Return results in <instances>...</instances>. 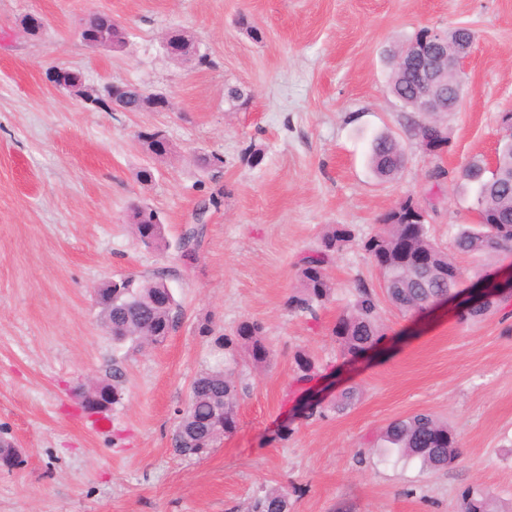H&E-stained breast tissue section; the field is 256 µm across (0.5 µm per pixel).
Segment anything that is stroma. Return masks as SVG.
Masks as SVG:
<instances>
[{
  "mask_svg": "<svg viewBox=\"0 0 512 512\" xmlns=\"http://www.w3.org/2000/svg\"><path fill=\"white\" fill-rule=\"evenodd\" d=\"M92 12L125 27L123 47L82 41ZM29 14L44 21L39 35L21 24ZM455 27L475 34L458 111L405 108L390 90L389 51L420 29ZM173 30L193 34L208 65L169 57ZM54 67L90 86L139 85L169 106L90 107L48 80ZM235 85L247 105L229 102ZM511 110L512 0H0V437L21 450L19 466L0 468V512H249L262 489L280 487L289 512H459L470 488L512 512V298L478 319L452 299L416 317L385 307L383 342L353 361L332 333L356 280L380 287L359 242L404 199L427 209L460 291L512 261L453 252L459 225L475 221V188L459 173L492 161ZM413 121L436 122L447 146L425 152ZM154 127L166 155L138 138ZM382 132L405 155L390 180L369 164ZM211 153L224 159L217 182L199 163ZM438 167L447 179H431ZM219 189L223 203L186 260L177 242ZM135 204L159 213L165 246L137 239ZM339 226L355 242L329 267L330 300L314 321L288 311L300 258ZM130 274L163 278L180 307L161 345L115 346L99 321L97 288ZM208 320L214 333L201 335ZM245 321L263 325L271 357L235 366V430L203 456L177 455L171 437L192 381L223 364L216 336ZM300 352L320 375L292 394ZM116 363L124 400L99 432L75 394L111 379ZM349 387L355 405L332 412ZM308 399L327 416L306 417ZM416 413L448 423L455 465L425 471L380 455L386 425ZM285 424L293 433L281 441Z\"/></svg>",
  "mask_w": 512,
  "mask_h": 512,
  "instance_id": "1",
  "label": "stroma"
}]
</instances>
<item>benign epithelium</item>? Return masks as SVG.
Returning <instances> with one entry per match:
<instances>
[{
  "mask_svg": "<svg viewBox=\"0 0 512 512\" xmlns=\"http://www.w3.org/2000/svg\"><path fill=\"white\" fill-rule=\"evenodd\" d=\"M448 41V33L443 30L431 32L425 41L412 47L402 55L393 59L395 66L402 72L417 70L420 84L416 94L420 111L426 114L437 112H452L460 101V96L448 98V84L444 76L448 72L463 70L465 59L471 51V45H466L452 55L441 53L442 46ZM109 87V106L113 110L127 111L125 101L128 96L136 94L151 102V111L160 112L168 107L166 97L146 91L144 88L131 84H107Z\"/></svg>",
  "mask_w": 512,
  "mask_h": 512,
  "instance_id": "7a95c632",
  "label": "benign epithelium"
}]
</instances>
